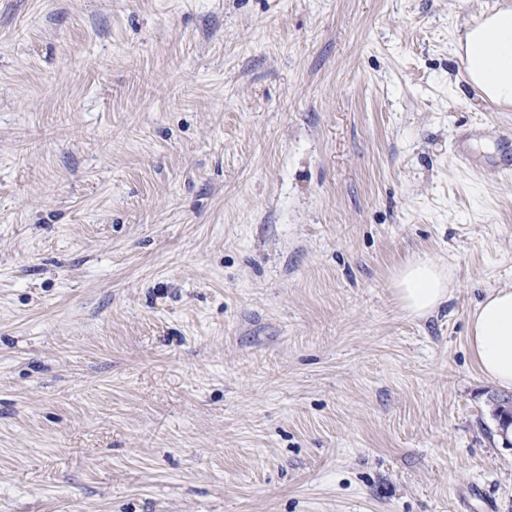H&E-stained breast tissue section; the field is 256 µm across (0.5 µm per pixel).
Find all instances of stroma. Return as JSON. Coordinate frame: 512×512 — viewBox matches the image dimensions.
<instances>
[{"instance_id": "obj_1", "label": "stroma", "mask_w": 512, "mask_h": 512, "mask_svg": "<svg viewBox=\"0 0 512 512\" xmlns=\"http://www.w3.org/2000/svg\"><path fill=\"white\" fill-rule=\"evenodd\" d=\"M503 2L0 0V512H512V178L454 152L512 143ZM457 46L468 82L489 101L512 105V7L467 24ZM394 286L402 309L410 315L422 316L448 299L452 277L449 269L437 260L416 258L398 270ZM467 339L483 376L512 389V286L487 295L469 319Z\"/></svg>"}]
</instances>
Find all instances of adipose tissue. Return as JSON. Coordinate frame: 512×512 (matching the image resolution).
Here are the masks:
<instances>
[{
  "label": "adipose tissue",
  "mask_w": 512,
  "mask_h": 512,
  "mask_svg": "<svg viewBox=\"0 0 512 512\" xmlns=\"http://www.w3.org/2000/svg\"><path fill=\"white\" fill-rule=\"evenodd\" d=\"M457 46L469 83L489 101L512 105V7L467 24ZM394 286L402 309L421 316L447 300L452 277L443 264L423 257L404 264ZM467 339L483 376L512 389V286L487 295L469 319Z\"/></svg>",
  "instance_id": "1"
}]
</instances>
